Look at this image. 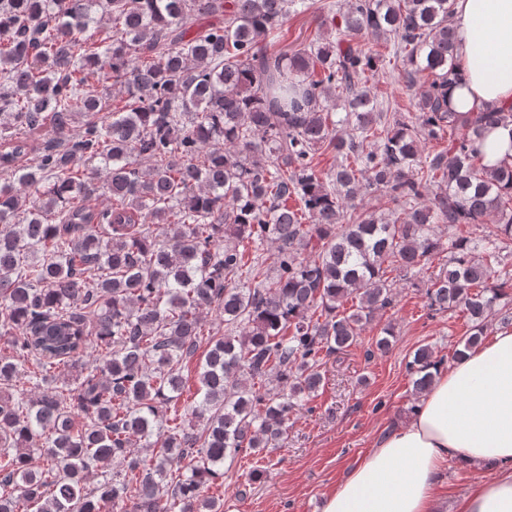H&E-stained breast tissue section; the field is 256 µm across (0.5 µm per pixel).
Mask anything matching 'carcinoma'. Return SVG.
I'll return each mask as SVG.
<instances>
[{
	"mask_svg": "<svg viewBox=\"0 0 512 512\" xmlns=\"http://www.w3.org/2000/svg\"><path fill=\"white\" fill-rule=\"evenodd\" d=\"M312 7L0 0V339L14 351L0 355V512H223L207 491L223 485L225 461L284 447L326 358L392 306L390 268L418 278L448 252L426 296L432 311L468 316L464 349L482 343L489 318L512 325L501 303L512 273L497 268L512 241V163L488 168L479 150L512 112L448 110L450 0L325 3L335 35L263 51L290 13ZM205 15L223 19L195 27ZM105 20L112 39L88 46L80 35ZM364 33L394 39V57L431 77L415 120L377 106L367 83L383 58L355 43ZM108 79L130 102L105 121L93 82ZM47 124L57 136L23 163L28 135ZM321 150L335 168L317 170ZM95 160L101 170L79 171ZM373 191L394 208L357 209ZM106 195L112 207L91 206ZM489 217L481 236L453 233ZM211 308L224 315L220 336L204 334ZM203 343L187 424L163 407ZM443 362L415 350V393ZM62 365L76 372L70 407L48 391Z\"/></svg>",
	"mask_w": 512,
	"mask_h": 512,
	"instance_id": "cac0c4a2",
	"label": "carcinoma"
}]
</instances>
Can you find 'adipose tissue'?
Masks as SVG:
<instances>
[{
  "label": "adipose tissue",
  "instance_id": "ef3b65f1",
  "mask_svg": "<svg viewBox=\"0 0 512 512\" xmlns=\"http://www.w3.org/2000/svg\"><path fill=\"white\" fill-rule=\"evenodd\" d=\"M454 112L512 109V0H452ZM487 470L455 512H512V329L440 367L408 420L326 494L322 512H438L449 459Z\"/></svg>",
  "mask_w": 512,
  "mask_h": 512
}]
</instances>
